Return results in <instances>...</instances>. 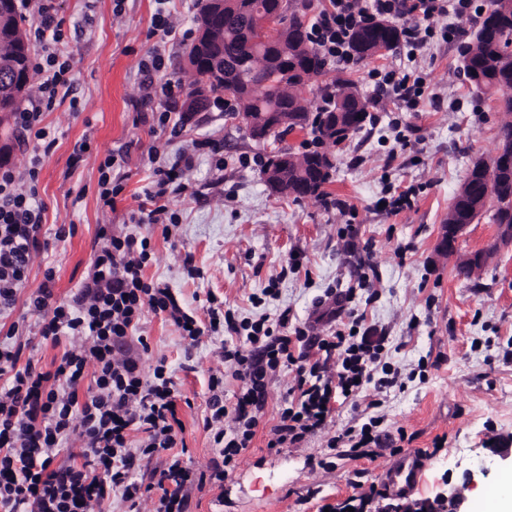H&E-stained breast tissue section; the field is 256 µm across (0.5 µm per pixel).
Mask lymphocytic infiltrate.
<instances>
[{
  "instance_id": "f902f5d3",
  "label": "lymphocytic infiltrate",
  "mask_w": 512,
  "mask_h": 512,
  "mask_svg": "<svg viewBox=\"0 0 512 512\" xmlns=\"http://www.w3.org/2000/svg\"><path fill=\"white\" fill-rule=\"evenodd\" d=\"M22 5L35 13L28 36L39 85L28 107L13 116L20 144L33 152L31 166L20 173L0 165V314L14 306L33 260L48 247L41 239L37 181L54 141L41 122L72 92L69 41L54 0H22ZM469 8L470 0H322L308 36L326 60L347 67L352 63L347 43L363 18H403L408 25L402 55L411 61L428 47L436 20L451 14L467 18ZM152 33L159 42L139 63V101L146 107L159 105L158 127L176 136L183 127L171 114L183 87L157 80L165 66L160 46L186 41L192 31L161 14ZM369 77L376 97L398 109H416L424 93L419 75L385 67L371 70ZM192 146V153L171 161L161 159L158 148L150 149L152 185L147 205L138 208L135 229L116 233L111 225L100 226L89 272L72 297H57L50 269L28 291L39 335L62 348L51 369L25 357L27 344L18 323H11L0 340V512H112L116 496L126 512H143L146 502L150 512H189L192 489L222 484L250 448L265 413L268 385L280 367H293L296 376L270 431L271 448L322 431L333 404L358 396L369 385H398L399 373L380 362L384 339L361 334L363 317L349 308L350 294L335 299L336 305L346 306L348 325L311 336L292 325L289 311L273 323L264 316L238 320L211 296L204 315H197L167 283L147 277L155 252L152 235L142 232V225H161L164 237L172 236L179 221L170 202L187 191L186 172L194 155H216V169L224 167L216 140L198 138ZM150 313L192 344L207 334L243 340L233 348L221 346L218 353L241 383L234 406L224 403L223 371L209 377L203 427L220 459L199 472L182 459L181 393L172 372L162 359L143 365L130 349ZM151 488L156 498H147Z\"/></svg>"
}]
</instances>
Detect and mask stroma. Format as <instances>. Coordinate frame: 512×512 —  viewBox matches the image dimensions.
<instances>
[{
  "label": "stroma",
  "instance_id": "obj_1",
  "mask_svg": "<svg viewBox=\"0 0 512 512\" xmlns=\"http://www.w3.org/2000/svg\"><path fill=\"white\" fill-rule=\"evenodd\" d=\"M58 16L70 33V78L78 108L69 103L45 113L55 137L41 166L38 199L44 206L41 252L29 269L34 290L53 269L56 293L71 296L93 258L100 225L124 230L131 212L146 201L150 186L145 159L150 146L174 158L192 139L208 136L224 148L226 165L196 158L190 193L173 199L181 224L176 235L154 233L157 261L148 277L166 282L182 302L201 309L207 294L223 299L236 316L277 318L328 330L320 303L328 289H353V308L386 338L383 361L398 368L403 389L371 391L337 406L327 433L281 448L268 447L278 408L293 378L281 369L272 381L265 415L251 448L223 485L194 491L191 512H344L352 498L376 488L363 512H384L398 502L382 479L393 458L389 449L367 448L357 457L327 445L341 429L361 427L373 416L382 429L404 432V454L422 458L414 503L434 498L445 479L459 480L481 464L487 476L467 492L471 512L494 493L508 470L492 463L489 443L512 435V247L501 250L479 277H457L451 260L434 247L443 218L471 164L496 153L501 107L456 77V41L434 37L415 68L426 80L413 112H376L375 120L331 148L326 200L273 195L261 168H243L240 155L269 158L251 140L235 113L216 108L197 113L182 135L151 132L140 119L138 63L150 43L157 0H57ZM92 141V154L70 169L74 147ZM122 154L124 190L115 211L98 203L99 166ZM413 190V208L394 214L392 196ZM74 232L59 241L60 225ZM369 257L366 284L353 288L349 275ZM200 277L189 278L184 259ZM276 299L263 297L270 280ZM149 344L144 363L165 358L186 404L180 405L190 465L206 469L217 451L203 428L208 379L219 366L215 352L234 338L206 336L195 345L160 317L147 315L139 330Z\"/></svg>",
  "mask_w": 512,
  "mask_h": 512
}]
</instances>
